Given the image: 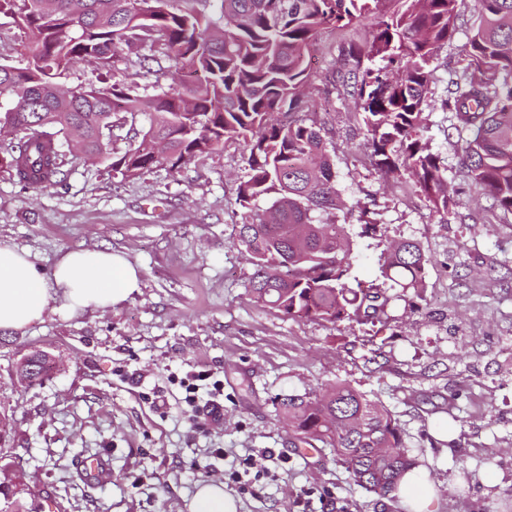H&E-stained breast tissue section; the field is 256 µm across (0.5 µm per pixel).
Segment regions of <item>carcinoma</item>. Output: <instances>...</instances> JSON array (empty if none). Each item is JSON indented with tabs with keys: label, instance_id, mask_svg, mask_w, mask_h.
<instances>
[{
	"label": "carcinoma",
	"instance_id": "carcinoma-1",
	"mask_svg": "<svg viewBox=\"0 0 512 512\" xmlns=\"http://www.w3.org/2000/svg\"><path fill=\"white\" fill-rule=\"evenodd\" d=\"M0 0L29 41L21 63L0 61V118L18 141L0 140V167L43 191L64 178L59 135H77L84 156H104L108 124L124 112L144 115L128 148L110 166L135 176L152 166L177 172L226 140L246 151L236 203L244 210L237 245L255 271L256 303L281 315L333 325L374 317L385 302L349 286L353 250L337 214L357 211L364 232L378 223L368 203L347 205L336 185L331 131L300 111L309 78L307 54L324 27L364 37L342 50L332 75L337 94L353 99L364 147L385 181L408 175L432 208L460 206L447 168L424 137V111L439 51L458 31L459 0ZM479 25L466 44L440 107L452 114L461 143L459 171L492 206L512 215V0H477ZM157 48L182 73L170 90L142 97L138 85L77 86L58 78L81 64L112 67L124 49ZM380 58L373 69L364 62ZM426 259L412 240L381 253V275L402 295L425 288ZM290 436L332 449L355 484L392 492L415 465L388 411L347 385L314 398H279Z\"/></svg>",
	"mask_w": 512,
	"mask_h": 512
}]
</instances>
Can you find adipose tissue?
Wrapping results in <instances>:
<instances>
[{"label": "adipose tissue", "instance_id": "adipose-tissue-1", "mask_svg": "<svg viewBox=\"0 0 512 512\" xmlns=\"http://www.w3.org/2000/svg\"><path fill=\"white\" fill-rule=\"evenodd\" d=\"M139 286L134 267L118 252L81 249L65 253L51 274L0 241V328L22 330L43 320L50 306L75 313L108 308ZM403 512H436L439 489L420 468L407 470L394 492Z\"/></svg>", "mask_w": 512, "mask_h": 512}]
</instances>
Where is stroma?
<instances>
[{"label": "stroma", "mask_w": 512, "mask_h": 512, "mask_svg": "<svg viewBox=\"0 0 512 512\" xmlns=\"http://www.w3.org/2000/svg\"><path fill=\"white\" fill-rule=\"evenodd\" d=\"M479 22L459 4V33L436 62L444 96ZM364 27L325 29L310 52L309 100L332 133L338 188L375 200L378 235L340 216L353 240L352 282L387 298L371 322L295 320L258 305L254 271L235 238L245 160L229 141L180 172L126 178L109 162L66 153L65 185L37 191L0 170V240L50 272L66 252L109 249L136 268L123 302L48 313L22 331L0 329V413L12 428L0 469L17 492L0 512H183L197 486L219 481L238 512H400L395 498L356 485L329 449L294 447L278 397L346 384L385 407L403 444L440 484L438 512H512V215L477 198L457 167L458 135L428 108L425 137L448 168L461 205L440 220L411 181L384 185L361 146L352 99L328 83L340 51ZM137 82L153 96L174 85L117 63L78 65L66 85ZM417 241L427 259L421 297H401L379 256L389 240ZM34 350L55 370L27 385L16 363ZM224 382V415L189 418L179 385L191 370ZM257 464L233 478L237 458ZM111 477H91L96 457Z\"/></svg>", "instance_id": "obj_1"}]
</instances>
